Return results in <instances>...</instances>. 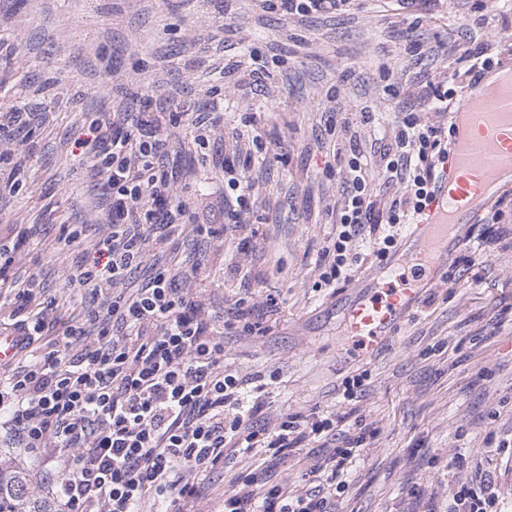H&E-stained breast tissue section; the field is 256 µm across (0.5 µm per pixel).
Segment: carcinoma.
I'll list each match as a JSON object with an SVG mask.
<instances>
[{"label": "carcinoma", "instance_id": "obj_1", "mask_svg": "<svg viewBox=\"0 0 512 512\" xmlns=\"http://www.w3.org/2000/svg\"><path fill=\"white\" fill-rule=\"evenodd\" d=\"M0 512H59L31 469L0 461Z\"/></svg>", "mask_w": 512, "mask_h": 512}]
</instances>
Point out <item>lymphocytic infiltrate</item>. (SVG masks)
<instances>
[{
  "label": "lymphocytic infiltrate",
  "instance_id": "1",
  "mask_svg": "<svg viewBox=\"0 0 512 512\" xmlns=\"http://www.w3.org/2000/svg\"><path fill=\"white\" fill-rule=\"evenodd\" d=\"M180 120L195 141H205L208 118L190 112H129L120 121L104 115L89 126L83 145L106 179L107 230L64 280L93 303L52 350L0 371V440L35 462L59 461L64 512H195L196 476L223 465L226 451L262 448L284 458L304 441L322 440L332 449L309 489L289 492L256 468L225 494L224 512H336L365 435L336 445L335 415L316 412L283 414L270 429L254 425L267 383L226 364L228 321L204 291L178 287V280L199 277L198 266L157 264L145 285H127L147 249L171 250L190 214L223 209L224 237L233 240L259 199L253 180L229 166L222 189L190 205L177 197L176 174L164 163V132L168 122ZM333 129L349 149L334 209L341 230L316 261L319 282L328 288L349 278L359 261L350 241L368 239L371 252L386 258L396 236L382 233L381 225L409 223L428 206L448 163L449 133L444 122L406 117L393 142L371 158L347 113L336 112ZM394 185L401 194L390 195ZM24 243L21 232L0 240V288L13 293L18 309L40 307L12 325L22 353L50 332L48 305L39 304L33 285L9 275Z\"/></svg>",
  "mask_w": 512,
  "mask_h": 512
}]
</instances>
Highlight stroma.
Wrapping results in <instances>:
<instances>
[{
    "instance_id": "35a3bbf8",
    "label": "stroma",
    "mask_w": 512,
    "mask_h": 512,
    "mask_svg": "<svg viewBox=\"0 0 512 512\" xmlns=\"http://www.w3.org/2000/svg\"><path fill=\"white\" fill-rule=\"evenodd\" d=\"M512 61V4L505 0H355L334 11L289 15L255 0H0V237L25 228L10 274L34 281L55 301L64 330L91 296L66 287L86 244L105 230L101 177L78 161L79 130L104 112H201L214 123L204 145L185 123L169 127L171 151L188 176L180 198L221 187L220 160L245 168L259 188L245 214L255 247L238 250L186 228L169 258L200 263L202 287L217 311L239 297L277 312L263 336L224 333L241 375L276 373L258 425L284 413H333L342 430L366 431L337 512H446L461 484L489 476L499 512H512V447L489 453L488 439L512 435V184L500 208L466 225V243L434 275L380 351L358 350L346 308L359 284L381 267L368 245L349 280L316 288L318 252L336 227L341 174L326 173L320 143L334 141L331 102L351 115L362 146L393 139L397 113L421 118L415 97L426 82L457 94L473 52ZM447 52V68L431 51ZM263 68L262 87L250 73ZM404 87L392 96L391 85ZM26 107L25 123L10 111ZM376 115L365 123L363 112ZM278 140L257 152L253 136ZM498 223H491V216ZM81 230V243L65 239ZM367 373L360 401H344V378ZM325 453L305 441L271 465L289 490L310 485ZM264 454L228 457L200 476L199 512H222L229 479L263 463Z\"/></svg>"
}]
</instances>
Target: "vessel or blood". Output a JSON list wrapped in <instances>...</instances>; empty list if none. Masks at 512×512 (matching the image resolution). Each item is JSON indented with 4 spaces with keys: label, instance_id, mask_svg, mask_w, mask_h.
I'll return each instance as SVG.
<instances>
[{
    "label": "vessel or blood",
    "instance_id": "vessel-or-blood-1",
    "mask_svg": "<svg viewBox=\"0 0 512 512\" xmlns=\"http://www.w3.org/2000/svg\"><path fill=\"white\" fill-rule=\"evenodd\" d=\"M448 123L450 163L430 206L408 229L404 267L387 266L390 287L348 308L349 331L364 353L377 352L404 312L418 303L424 261L447 256L451 226L471 223L500 183L512 179V64L476 73Z\"/></svg>",
    "mask_w": 512,
    "mask_h": 512
}]
</instances>
